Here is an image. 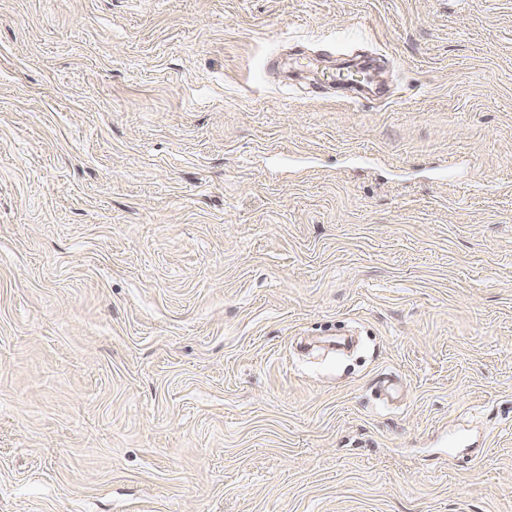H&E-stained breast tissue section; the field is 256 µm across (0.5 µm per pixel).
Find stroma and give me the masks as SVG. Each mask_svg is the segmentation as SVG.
<instances>
[{"mask_svg":"<svg viewBox=\"0 0 512 512\" xmlns=\"http://www.w3.org/2000/svg\"><path fill=\"white\" fill-rule=\"evenodd\" d=\"M0 512H512V0H0Z\"/></svg>","mask_w":512,"mask_h":512,"instance_id":"obj_1","label":"stroma"}]
</instances>
